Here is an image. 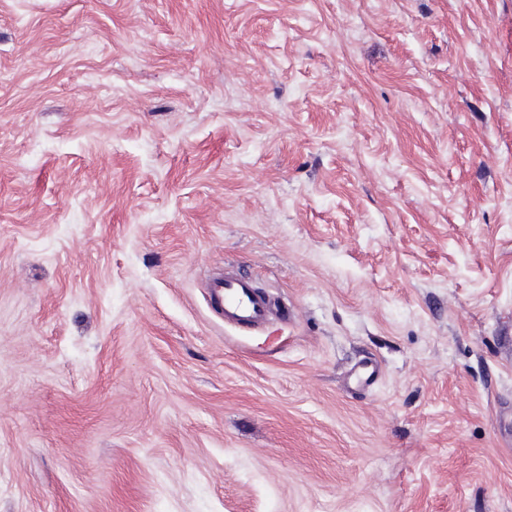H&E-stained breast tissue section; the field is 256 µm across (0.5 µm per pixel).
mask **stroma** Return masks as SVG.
<instances>
[{
    "label": "stroma",
    "mask_w": 512,
    "mask_h": 512,
    "mask_svg": "<svg viewBox=\"0 0 512 512\" xmlns=\"http://www.w3.org/2000/svg\"><path fill=\"white\" fill-rule=\"evenodd\" d=\"M510 411L512 0H0V512H512ZM213 307L224 317V324L259 331L265 328L273 311L265 298L252 287L249 279L226 273L209 280Z\"/></svg>",
    "instance_id": "stroma-1"
}]
</instances>
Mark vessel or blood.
<instances>
[{"instance_id":"b4317fda","label":"vessel or blood","mask_w":512,"mask_h":512,"mask_svg":"<svg viewBox=\"0 0 512 512\" xmlns=\"http://www.w3.org/2000/svg\"><path fill=\"white\" fill-rule=\"evenodd\" d=\"M208 286L212 305L225 324L253 331L269 324L273 316L270 305L253 289L249 279L227 273L211 278Z\"/></svg>"}]
</instances>
